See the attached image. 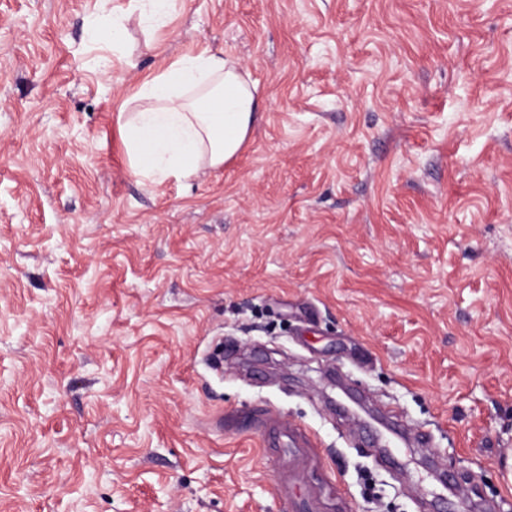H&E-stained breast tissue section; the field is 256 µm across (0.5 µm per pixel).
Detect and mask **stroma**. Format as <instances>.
Wrapping results in <instances>:
<instances>
[{
  "mask_svg": "<svg viewBox=\"0 0 512 512\" xmlns=\"http://www.w3.org/2000/svg\"><path fill=\"white\" fill-rule=\"evenodd\" d=\"M132 6L0 0V512H512V0ZM205 50L261 118L141 180L124 103ZM146 5L148 9L140 8L141 13L138 16L139 24L148 25L150 28L160 27L165 24L170 14L172 1L170 0H147L138 1Z\"/></svg>",
  "mask_w": 512,
  "mask_h": 512,
  "instance_id": "35a3bbf8",
  "label": "stroma"
}]
</instances>
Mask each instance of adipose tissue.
I'll use <instances>...</instances> for the list:
<instances>
[{
  "instance_id": "ef3b65f1",
  "label": "adipose tissue",
  "mask_w": 512,
  "mask_h": 512,
  "mask_svg": "<svg viewBox=\"0 0 512 512\" xmlns=\"http://www.w3.org/2000/svg\"><path fill=\"white\" fill-rule=\"evenodd\" d=\"M121 127L131 169L156 183L199 179L239 153L258 103L239 62L220 53L184 56L146 79Z\"/></svg>"
}]
</instances>
